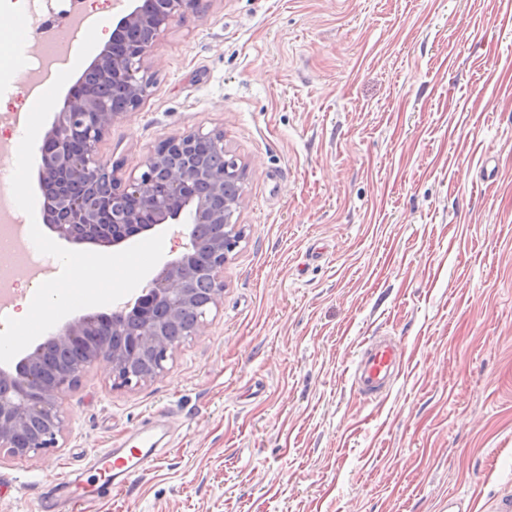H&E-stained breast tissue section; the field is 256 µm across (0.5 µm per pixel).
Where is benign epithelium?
<instances>
[{
  "mask_svg": "<svg viewBox=\"0 0 512 512\" xmlns=\"http://www.w3.org/2000/svg\"><path fill=\"white\" fill-rule=\"evenodd\" d=\"M194 5L195 0H131L117 16L112 38L81 78L85 83L96 77L109 89L68 96L47 133L54 149L42 155L38 182L47 199L45 222L58 238L106 244L119 252L132 238L173 224L186 243L144 288L111 312L79 317L50 334L14 368H0V450L14 458L57 447L69 425L59 400L97 362L108 361L114 383L123 386L163 374L169 353L182 343L172 337V329L183 308L196 302L198 287L208 292L210 309L189 339L203 334L224 293V264L243 234L234 229L230 244H204L197 229L201 224L235 226L244 197L224 191L244 179L246 165L233 156L206 170L195 153L197 141L206 138L219 156L228 155L224 133L196 130L166 138L126 183L98 153L112 122L137 111L148 95L149 79L141 75L144 58L169 22ZM84 342L90 345L85 357L58 366L49 382L38 378L49 350Z\"/></svg>",
  "mask_w": 512,
  "mask_h": 512,
  "instance_id": "7a95c632",
  "label": "benign epithelium"
}]
</instances>
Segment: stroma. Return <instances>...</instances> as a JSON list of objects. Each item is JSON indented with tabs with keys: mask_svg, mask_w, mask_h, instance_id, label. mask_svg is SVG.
<instances>
[{
	"mask_svg": "<svg viewBox=\"0 0 512 512\" xmlns=\"http://www.w3.org/2000/svg\"><path fill=\"white\" fill-rule=\"evenodd\" d=\"M142 68L100 156L125 181L167 137L223 131L244 238L166 373L117 387L98 362L57 447L0 452V512H40L160 409L178 426L158 460L85 512H493L512 494V0H198ZM378 331L410 359L375 405L349 374Z\"/></svg>",
	"mask_w": 512,
	"mask_h": 512,
	"instance_id": "stroma-1",
	"label": "stroma"
}]
</instances>
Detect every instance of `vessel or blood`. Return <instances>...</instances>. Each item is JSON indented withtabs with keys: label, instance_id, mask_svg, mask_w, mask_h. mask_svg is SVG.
Masks as SVG:
<instances>
[{
	"label": "vessel or blood",
	"instance_id": "1",
	"mask_svg": "<svg viewBox=\"0 0 512 512\" xmlns=\"http://www.w3.org/2000/svg\"><path fill=\"white\" fill-rule=\"evenodd\" d=\"M407 364L401 340L392 336L366 337L353 363L351 386L365 401H383ZM163 438V430L152 420L117 447L100 450L89 460L88 476L79 475L56 485V502L67 504L71 512H77L81 505L109 499L133 475L156 460Z\"/></svg>",
	"mask_w": 512,
	"mask_h": 512
}]
</instances>
